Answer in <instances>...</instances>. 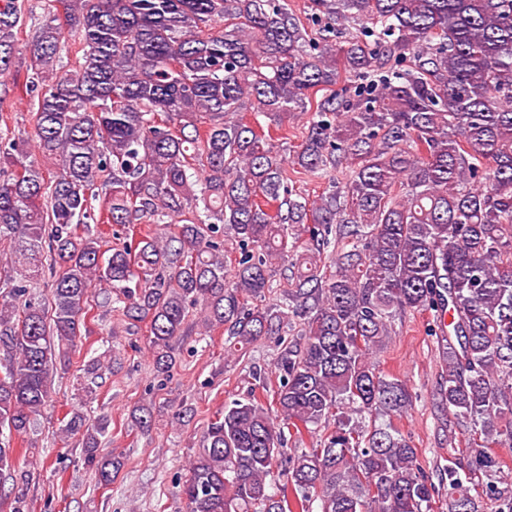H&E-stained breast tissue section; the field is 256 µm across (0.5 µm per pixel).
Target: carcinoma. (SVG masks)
<instances>
[{"instance_id":"obj_1","label":"carcinoma","mask_w":512,"mask_h":512,"mask_svg":"<svg viewBox=\"0 0 512 512\" xmlns=\"http://www.w3.org/2000/svg\"><path fill=\"white\" fill-rule=\"evenodd\" d=\"M66 10L78 67L57 71L64 32L51 16L22 61L36 148L56 171L0 137V242L14 253L0 276V472L35 431L54 363L81 350L99 287L149 321L162 375L190 306L245 344L278 333L288 310L306 318L275 365L277 414L251 393L209 421L187 512H430L435 485L393 421L412 395L374 355L403 313L431 310L446 341L439 404L448 433L469 436L448 460V512H475L465 481L477 473L512 512V478L492 452L512 448V0H307L304 17L288 0ZM23 25V2L0 0L1 76ZM298 112L307 131L288 157L273 135ZM288 161L318 178L351 172L311 202L288 183ZM98 185L105 223L177 233L103 250L77 233ZM287 256L285 302L249 307ZM101 368L85 364L83 396ZM329 426L316 447L285 453L286 429ZM61 433L81 438L84 463L111 485L122 462L97 455L108 422L73 408Z\"/></svg>"}]
</instances>
